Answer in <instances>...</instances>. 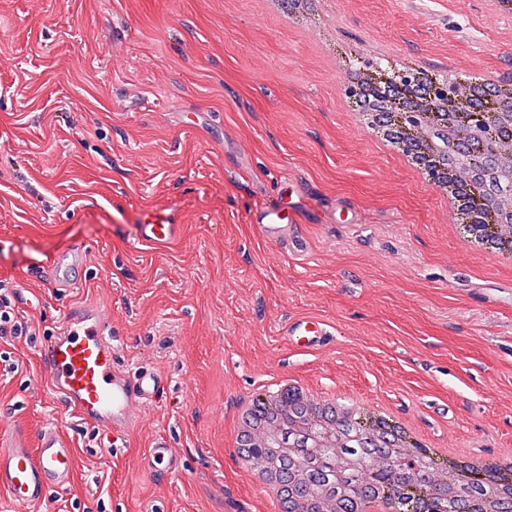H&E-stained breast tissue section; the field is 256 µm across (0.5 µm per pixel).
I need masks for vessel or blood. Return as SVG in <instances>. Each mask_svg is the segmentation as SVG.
<instances>
[{"instance_id": "1", "label": "vessel or blood", "mask_w": 512, "mask_h": 512, "mask_svg": "<svg viewBox=\"0 0 512 512\" xmlns=\"http://www.w3.org/2000/svg\"><path fill=\"white\" fill-rule=\"evenodd\" d=\"M292 181H282L278 200L256 210L250 217L260 238L302 252L305 243L295 219ZM183 219L171 212L153 210L136 227V240L151 248L175 246L183 232ZM85 264L81 247L73 246L41 265L37 276L56 290L80 284ZM285 336L308 349L321 346L330 336L324 321L311 317L289 318ZM50 391L63 412L97 430L100 436L125 441L134 429L139 407L161 397L164 379L150 370L129 372L118 368L112 343L110 315L105 306L79 304L69 308L40 348ZM166 438H156L144 458L151 474L169 472ZM76 450L56 428H42L36 436L19 429L14 419L0 416V490L13 505L28 507L48 502L50 492L65 488L73 475Z\"/></svg>"}]
</instances>
